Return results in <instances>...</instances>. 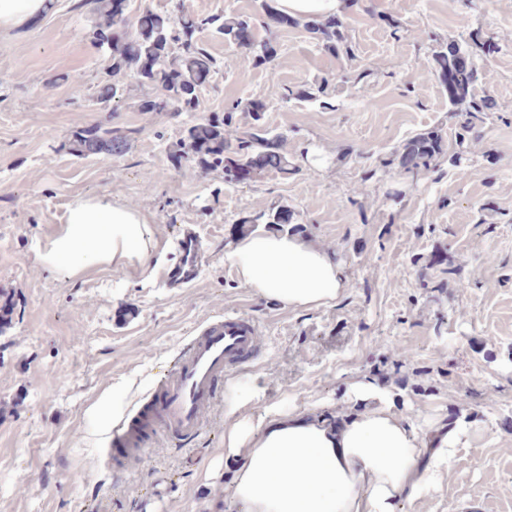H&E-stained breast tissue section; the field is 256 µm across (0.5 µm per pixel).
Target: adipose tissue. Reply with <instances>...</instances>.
Listing matches in <instances>:
<instances>
[{
    "mask_svg": "<svg viewBox=\"0 0 512 512\" xmlns=\"http://www.w3.org/2000/svg\"><path fill=\"white\" fill-rule=\"evenodd\" d=\"M153 246L139 209L79 197L43 259L75 274L93 263H144ZM224 260L244 286L288 307L330 305L344 286L333 253L288 234L243 237ZM250 399L260 406L256 426L231 416L224 425V451L241 459L234 487L241 512H398L400 497L427 490L467 433L461 424L443 431L426 453L388 392L366 382L333 419L284 412L256 392Z\"/></svg>",
    "mask_w": 512,
    "mask_h": 512,
    "instance_id": "1",
    "label": "adipose tissue"
}]
</instances>
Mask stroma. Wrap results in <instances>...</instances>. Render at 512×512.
<instances>
[{
  "label": "stroma",
  "instance_id": "obj_1",
  "mask_svg": "<svg viewBox=\"0 0 512 512\" xmlns=\"http://www.w3.org/2000/svg\"><path fill=\"white\" fill-rule=\"evenodd\" d=\"M181 3L189 14L255 18L256 40L275 39L279 51L257 68L202 33L224 67L198 110L177 116L140 111L144 90L130 77L118 110H101L92 93L108 61L71 0L0 33V292L13 301L0 332V512H239L225 403L192 445L148 453L121 478L101 464L111 422L149 393L200 323L227 312L253 316L267 337L266 356L230 381L238 419L256 422L254 388L284 411L332 415L356 383L373 382L420 443L438 426L467 427L435 483L401 497L398 512H463V491L481 512H512V0H344L351 59L324 52L303 27H279L260 0ZM475 32L499 45L474 61L475 92L494 108L456 163L459 121L432 51ZM323 82L329 107L282 97ZM251 97L267 104L263 127L284 138L287 173L229 186L218 171L174 168L169 150L186 125ZM101 122L127 136L123 151L73 155V133ZM432 128L448 152L433 171L414 181L380 167ZM308 146L323 167L306 162ZM99 195L147 215L148 261L74 275L45 263L34 242L62 231L75 198ZM275 204L292 211L291 235L336 254L345 286L331 305L282 306L225 262L236 223ZM182 224L196 226L205 264L177 290L161 276Z\"/></svg>",
  "mask_w": 512,
  "mask_h": 512
}]
</instances>
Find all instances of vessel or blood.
<instances>
[{
    "label": "vessel or blood",
    "mask_w": 512,
    "mask_h": 512,
    "mask_svg": "<svg viewBox=\"0 0 512 512\" xmlns=\"http://www.w3.org/2000/svg\"><path fill=\"white\" fill-rule=\"evenodd\" d=\"M177 243L179 258L164 274L172 288L193 283L204 263L193 225L181 226ZM265 351L266 339L252 316L227 313L200 324L161 370L152 392L111 424L104 442L105 468L116 476L128 474L163 436L181 444L196 440L228 377Z\"/></svg>",
    "instance_id": "1"
}]
</instances>
